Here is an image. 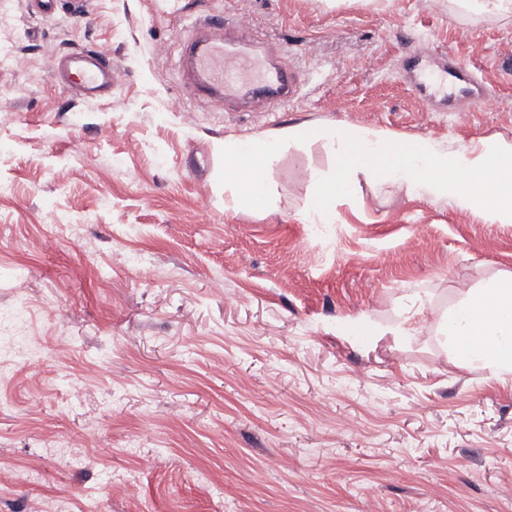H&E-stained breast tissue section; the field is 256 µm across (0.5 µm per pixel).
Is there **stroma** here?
<instances>
[{
	"label": "stroma",
	"instance_id": "obj_1",
	"mask_svg": "<svg viewBox=\"0 0 512 512\" xmlns=\"http://www.w3.org/2000/svg\"><path fill=\"white\" fill-rule=\"evenodd\" d=\"M0 311L31 304L34 359L0 340V512H512V376L454 359L448 311L512 273V224L358 178L327 242L302 215L331 155L292 142L259 210L220 185L225 137L352 124L447 149L512 144V12L455 0H0ZM246 13L248 57L299 73L231 112L175 70L182 21ZM97 49L92 101L50 74ZM452 51L490 100L424 102ZM182 102L172 112L169 100ZM86 144L68 156L70 138ZM79 227L76 240L60 225ZM426 307L412 337L394 327ZM364 318L365 334L345 328ZM347 420L349 433L334 424ZM80 446L48 447V434ZM112 441L101 458L94 443ZM132 481L133 496L112 487Z\"/></svg>",
	"mask_w": 512,
	"mask_h": 512
}]
</instances>
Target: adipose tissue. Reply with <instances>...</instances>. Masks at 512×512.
<instances>
[{
	"mask_svg": "<svg viewBox=\"0 0 512 512\" xmlns=\"http://www.w3.org/2000/svg\"><path fill=\"white\" fill-rule=\"evenodd\" d=\"M454 357L489 369L496 378L512 373V275L493 280L464 298L445 329Z\"/></svg>",
	"mask_w": 512,
	"mask_h": 512,
	"instance_id": "obj_1",
	"label": "adipose tissue"
}]
</instances>
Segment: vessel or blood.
Wrapping results in <instances>:
<instances>
[{
	"instance_id": "obj_1",
	"label": "vessel or blood",
	"mask_w": 512,
	"mask_h": 512,
	"mask_svg": "<svg viewBox=\"0 0 512 512\" xmlns=\"http://www.w3.org/2000/svg\"><path fill=\"white\" fill-rule=\"evenodd\" d=\"M251 26L238 18L208 16L184 27L182 51L177 60L180 79L193 89L196 96L223 105L228 100L248 102L264 100L283 104L299 91V79L287 64L270 65L255 71L245 83L237 79L234 56L225 54V44L251 37ZM54 79L74 84L92 100H101L116 84L111 64L93 52L70 53L59 57L52 69Z\"/></svg>"
}]
</instances>
